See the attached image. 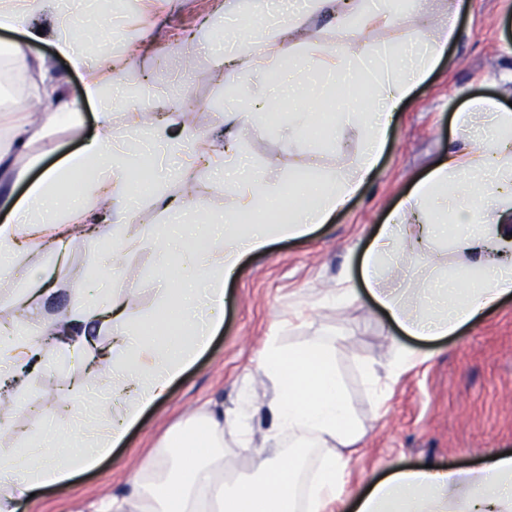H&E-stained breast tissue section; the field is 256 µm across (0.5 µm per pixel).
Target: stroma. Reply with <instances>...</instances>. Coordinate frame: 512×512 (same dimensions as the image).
<instances>
[{
    "label": "stroma",
    "instance_id": "obj_1",
    "mask_svg": "<svg viewBox=\"0 0 512 512\" xmlns=\"http://www.w3.org/2000/svg\"><path fill=\"white\" fill-rule=\"evenodd\" d=\"M218 2L138 0L132 13L123 0L111 4L117 42L136 43L123 60L122 78L155 108L180 96L187 108L175 114V123L201 128L213 138L224 134V112L213 106L224 96ZM469 3L447 54L399 112L372 181L328 224L250 256L226 286L221 330L168 392L145 409L124 443L68 487L18 500L17 512H98L111 497L125 493L135 468L180 422L199 412L233 408L246 388L269 398L272 389L259 382L256 367L272 337L286 348L321 331L343 335L338 368L361 431L345 450L351 458L346 503L399 468L476 467L512 451V298L456 334L420 344L397 334L367 296L343 306L327 299L336 288L359 287L362 254L389 210L460 146L455 113L475 97L503 105L512 101V8L505 0ZM29 52L45 60L62 96L77 106L61 117L51 140L29 147V154L41 158L30 173L35 179L83 147L98 128L99 107L85 99L82 76L68 70L50 44H31ZM288 118V101L279 99L262 128L248 134L253 165L272 161L278 175L288 174L292 159L279 134ZM166 184L170 196L205 210L224 202L223 182L177 163L170 165ZM401 346L416 347L417 357L389 382L383 408H375L363 368L387 367ZM58 400L55 379H34L25 404L12 413V425L39 430Z\"/></svg>",
    "mask_w": 512,
    "mask_h": 512
}]
</instances>
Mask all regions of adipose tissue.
<instances>
[{
    "label": "adipose tissue",
    "instance_id": "1",
    "mask_svg": "<svg viewBox=\"0 0 512 512\" xmlns=\"http://www.w3.org/2000/svg\"><path fill=\"white\" fill-rule=\"evenodd\" d=\"M465 6L456 0L441 17L429 0H307L301 11L279 0H263L256 9L249 0H224V69L236 82L250 77L251 85L224 102L223 149L194 128L174 136L167 124L152 122L144 150L112 128L113 109L129 99L110 91L119 74L116 56L91 57L84 49L110 37L108 20L90 0L76 11L63 0H0V28L26 38L14 46V69L38 73L37 104L74 109L58 97L44 61L28 54V44L42 40L82 74L86 99L100 109L97 134L37 180H29L26 164L0 171V208L10 212L0 224V280L14 281L16 305L31 311L26 321L0 324V408L14 409L33 378L53 374L59 410L71 423L65 432L0 429V512H15L19 498L65 487L95 468L208 348L224 322L225 285L245 258L274 238L309 235L373 179L397 112L447 53ZM302 48L308 58L282 87L293 102L283 135L300 157L283 184L269 170L251 167L243 132L258 127L273 106L266 92L271 71ZM313 69L350 88L366 79L372 84L368 109H336L334 140L352 136L359 147L333 170L320 167L316 147L307 143L322 106L303 79ZM456 124L463 148L449 152L391 211L362 261L366 292L397 329L422 341L452 335L512 296V110L476 98L457 113ZM170 159L223 179L224 205L213 216L220 232L198 223L190 206L172 207L162 178ZM137 173L151 176L152 203L178 220L175 234H129L125 221L137 203L130 191ZM24 181L28 190L15 198L14 185ZM286 196L293 204L283 220L253 223ZM118 200L124 208L117 212ZM76 240L93 245L94 276L62 312L43 316L42 302L67 282L61 266L46 278L39 259ZM146 248L170 286L158 298L157 314L136 321L132 304L141 282L127 277L120 259ZM447 253L465 258L463 271L444 264ZM421 261L430 279L389 287L388 267L410 270ZM122 278L127 288L104 289V282ZM95 329L112 335L108 347L91 338ZM337 354L320 335L288 351L268 344L257 369L273 396L259 405L245 393L232 414L190 417L139 466L126 493L113 497V512H328L343 502L349 460L340 450L357 440L358 425ZM260 413L267 419V448L255 456L251 476L236 478L224 465L223 437L234 433L240 447H252V422ZM19 440L23 452L11 453ZM303 448L323 454L302 494ZM355 512H512V454L475 468L393 472L357 498Z\"/></svg>",
    "mask_w": 512,
    "mask_h": 512
}]
</instances>
